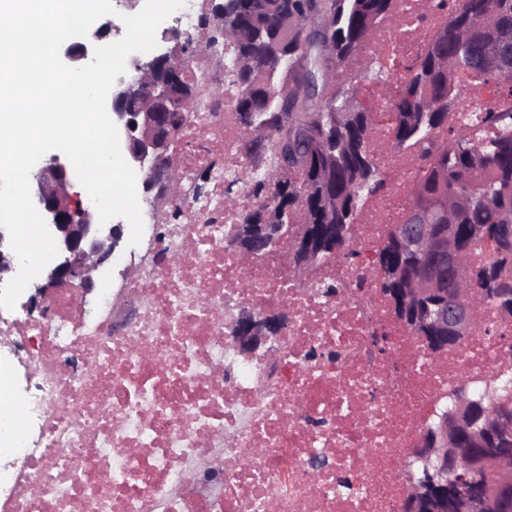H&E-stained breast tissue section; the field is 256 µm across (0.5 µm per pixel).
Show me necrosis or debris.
Here are the masks:
<instances>
[{"mask_svg": "<svg viewBox=\"0 0 512 512\" xmlns=\"http://www.w3.org/2000/svg\"><path fill=\"white\" fill-rule=\"evenodd\" d=\"M209 0L165 24L198 52L172 132L179 195H140L146 245L119 283L53 289L40 309L0 307V512H402L406 462L459 383L512 371V317L485 305L437 359L393 321L372 256L403 219L424 147L391 141L409 62L448 20V0H394L343 71L374 65L373 152L386 193L366 199L348 244L361 260L298 270L292 240L242 266L229 242L268 180L237 120L239 62ZM240 190L226 200L225 189ZM286 315L270 352L234 355L241 313Z\"/></svg>", "mask_w": 512, "mask_h": 512, "instance_id": "obj_1", "label": "necrosis or debris"}]
</instances>
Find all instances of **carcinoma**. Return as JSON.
Returning <instances> with one entry per match:
<instances>
[{
  "instance_id": "1",
  "label": "carcinoma",
  "mask_w": 512,
  "mask_h": 512,
  "mask_svg": "<svg viewBox=\"0 0 512 512\" xmlns=\"http://www.w3.org/2000/svg\"><path fill=\"white\" fill-rule=\"evenodd\" d=\"M314 2L227 0L234 25L225 42L241 62L236 73L239 118L257 113L274 139L286 122L301 146L296 168L273 186V202L260 205L246 223H260L266 211L271 223L286 224L288 214L298 212L307 225L336 228V239L326 246L330 251L346 244L360 202L383 189L385 180L369 147L373 112L355 104V94L337 88L334 80L322 79L318 53L307 45L309 28L316 24L324 30L333 49L327 65L334 70L352 60L382 22L393 19V0H331L329 11L317 14L312 13ZM496 44L512 60V0H453L448 22L428 41L400 86L391 137L395 146L411 147L448 129L442 152L425 158L410 208L448 196L451 232L466 259L478 260L471 270L480 301L512 316V252L489 248L512 216V109L472 110L453 95L464 77L473 79L476 88L512 95V71L502 73L489 60ZM306 69L318 83L316 99L299 97ZM453 112L463 113L455 126L448 124ZM425 265L422 257L405 258L392 271L391 285H381L383 292L407 287ZM453 287L452 274L444 272L438 292L418 309L405 311L407 322L424 319L444 300L441 292ZM461 404L512 413V378L477 391L460 385L447 412ZM477 427L486 447L512 448V435L486 430L482 420Z\"/></svg>"
}]
</instances>
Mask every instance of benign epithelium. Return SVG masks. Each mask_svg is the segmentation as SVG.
Returning a JSON list of instances; mask_svg holds the SVG:
<instances>
[{
	"mask_svg": "<svg viewBox=\"0 0 512 512\" xmlns=\"http://www.w3.org/2000/svg\"><path fill=\"white\" fill-rule=\"evenodd\" d=\"M112 30L107 23L95 31L92 37L79 40L69 38L62 44L63 56L74 67L80 66L94 54V48ZM176 34L166 30L162 35L165 46L151 58L135 61L136 79L121 78L115 82L107 98L109 116L116 124L120 147L131 162L148 167L149 175L144 183L148 192L175 194L181 190L178 182L162 171L171 168V133L169 115L178 107L189 104L187 95H175L162 82L163 70L175 67L187 69L191 56L178 53L170 43ZM295 145L290 141L288 129L280 135L279 169L286 173L294 166ZM74 176L69 166L57 155L45 160L33 177L31 188L35 207L42 213L58 248L54 260L39 275L35 293L27 302L28 307L37 305L53 288L72 281H79L85 293L92 292L95 276L119 251L123 242V225H100L98 217L74 198ZM442 200L440 210L424 206L413 209L399 234L400 251L422 255L428 259L430 270L420 275L415 287L404 289L403 306L429 295L438 286V273L451 270L459 287L450 291L443 303L432 314L431 330L435 354L448 353L459 345L471 331L475 321V290L463 276L466 260L462 252L448 246V235L434 221L439 211L446 209ZM288 224H263L257 234H240L231 245L246 260L275 247L288 238ZM322 252L316 239L300 237L292 253L300 266L315 261ZM281 325L277 317L246 315L241 317L233 336L239 352L251 358L276 337ZM472 433L470 414L462 408L454 413L439 415L438 422L429 429L422 446L412 452L414 460L434 475L420 484H412L409 501L413 502L423 492L442 498L448 488V476L460 470L485 469L491 478L485 484L469 489L466 498L469 512H512V448H499L492 454H482L472 448H463L459 433Z\"/></svg>",
	"mask_w": 512,
	"mask_h": 512,
	"instance_id": "7a95c632",
	"label": "benign epithelium"
}]
</instances>
